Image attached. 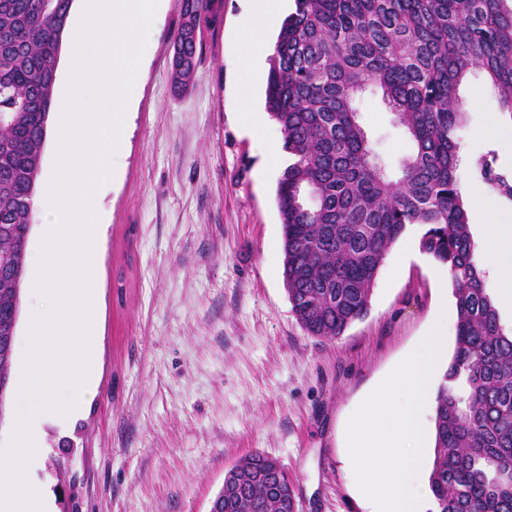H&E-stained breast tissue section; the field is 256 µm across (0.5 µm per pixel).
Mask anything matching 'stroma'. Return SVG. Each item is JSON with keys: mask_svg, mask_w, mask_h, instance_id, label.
<instances>
[{"mask_svg": "<svg viewBox=\"0 0 512 512\" xmlns=\"http://www.w3.org/2000/svg\"><path fill=\"white\" fill-rule=\"evenodd\" d=\"M247 8L215 0L194 79L177 95L180 0L159 6L116 175L97 195V392L81 415L45 424V455L29 472L57 512H208L227 470L255 452L287 469L298 512H369L346 465L347 420L437 318L456 317L451 281L415 228L387 252L363 319L333 340L302 330L282 274L279 173L264 169L239 114ZM458 96L459 188L512 214L473 170L491 152L512 172V151L478 135L512 127V112L478 69ZM357 108L395 171L404 129L377 90Z\"/></svg>", "mask_w": 512, "mask_h": 512, "instance_id": "obj_1", "label": "stroma"}]
</instances>
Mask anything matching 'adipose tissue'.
Segmentation results:
<instances>
[{
  "instance_id": "1",
  "label": "adipose tissue",
  "mask_w": 512,
  "mask_h": 512,
  "mask_svg": "<svg viewBox=\"0 0 512 512\" xmlns=\"http://www.w3.org/2000/svg\"><path fill=\"white\" fill-rule=\"evenodd\" d=\"M285 2L253 0L252 9L241 18L237 30L239 47L247 61L238 83V98L246 107L244 122L258 136L265 132V121L261 112L250 106V90L261 77L260 61L265 54V43L258 34L275 25ZM474 215L482 225L484 266L498 280L499 298L512 305V223L491 218L479 208Z\"/></svg>"
}]
</instances>
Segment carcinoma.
I'll return each mask as SVG.
<instances>
[{
	"instance_id": "carcinoma-1",
	"label": "carcinoma",
	"mask_w": 512,
	"mask_h": 512,
	"mask_svg": "<svg viewBox=\"0 0 512 512\" xmlns=\"http://www.w3.org/2000/svg\"><path fill=\"white\" fill-rule=\"evenodd\" d=\"M213 0H181L175 42L192 81ZM73 0H0V374L16 287L5 265L27 261L31 201ZM481 67L512 109V0H295L277 35L265 112L291 162L276 200L283 277L310 336L334 339L369 310L390 247L421 226L420 250L448 266L455 347L435 395L431 512H512V328L500 319L469 230L456 171L458 87ZM382 92L413 151L390 175L358 121L366 88ZM479 177L512 202V173L483 157ZM314 206L301 201L304 191ZM268 479L225 480L224 512H283Z\"/></svg>"
}]
</instances>
